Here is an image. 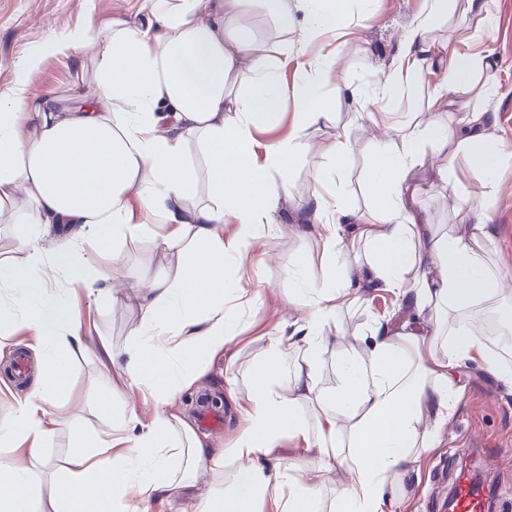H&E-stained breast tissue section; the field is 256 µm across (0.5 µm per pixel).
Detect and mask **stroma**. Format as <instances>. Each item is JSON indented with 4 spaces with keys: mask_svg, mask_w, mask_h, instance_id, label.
<instances>
[{
    "mask_svg": "<svg viewBox=\"0 0 512 512\" xmlns=\"http://www.w3.org/2000/svg\"><path fill=\"white\" fill-rule=\"evenodd\" d=\"M487 6L491 27H484L480 16L467 10L465 0H456L447 20L434 27L428 38L438 46L447 39L473 34L485 39L493 50L492 65L483 77L494 81L499 93L487 102L472 97L470 103L486 105L494 112L491 131L497 144L504 147L496 162L500 194L486 208L495 234L483 241L482 247L491 264L512 268V0H487ZM425 7L426 0H347L345 24L353 47L340 63L347 86L341 90L325 86L329 105L310 147L292 160L286 176H274L269 183L279 207L269 223L261 225L254 252L259 256L273 250L276 260L257 259L243 275L238 274L234 262H227L224 268L227 286L238 283L257 296L255 306L241 312L246 327L243 337L213 358L198 387L181 393L172 406L194 424L200 400H216L224 425L217 433L199 431L205 447L217 450L232 444L241 423L237 404L253 387L268 337L277 333L283 312H291L296 319L304 313L300 307L288 308V296L296 286L292 271L303 270L305 277L315 282L322 278L321 243L305 233L302 219L314 195L329 180L333 163L323 148L338 136L349 135L357 145L344 172L345 200L362 209L369 203L364 181L383 133L369 121L355 93L376 83L381 68L390 63L401 33ZM118 14L137 25L146 24L149 17L145 0H0V101H10L21 91L36 95L51 90L63 98L72 93L93 96L96 86L90 58L63 57L49 53L48 47L78 34L93 36L91 22L103 23ZM446 165L441 151L427 147L424 164L413 175L416 208L429 223L455 224L467 233L471 227L464 224L459 207L462 198L477 191L479 174L470 172L458 183L449 180ZM157 230V225L150 224L142 233L130 236L103 224L93 229L82 246L99 253L103 264L122 281L117 308L108 294L72 295L71 275L82 247L63 231L48 237L46 258L52 266L49 286L54 301L77 300L84 317L111 343L113 354H122L132 343L130 331L143 320L137 299L140 279L175 271L187 263L188 251L195 248L189 241L166 248ZM27 231L24 224L0 223V300L16 308L22 306L23 299L12 284L30 276L28 255L21 246ZM405 315L399 294L384 290L361 295L341 309L331 325L337 341L323 355L321 385L329 390L336 387L337 361L359 349L358 338L373 321H387L396 327ZM37 342V337L20 325L0 326V432L11 427L16 401L28 390L24 384L13 386L4 373L16 350ZM457 374L461 391L437 448L422 455L418 476L396 478L388 486L393 512H444L442 503L454 489L455 474L469 461L476 463L487 486L489 512H512V392L477 361L461 363ZM67 395V403L54 410L59 425L51 446L43 452L51 462L62 458L78 432L106 436L111 421L103 402H111L116 410L121 407V399L113 395L104 376L98 347L71 359Z\"/></svg>",
    "mask_w": 512,
    "mask_h": 512,
    "instance_id": "stroma-1",
    "label": "stroma"
}]
</instances>
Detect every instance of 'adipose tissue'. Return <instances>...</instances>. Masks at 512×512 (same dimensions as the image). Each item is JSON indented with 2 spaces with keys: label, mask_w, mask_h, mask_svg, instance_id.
Instances as JSON below:
<instances>
[{
  "label": "adipose tissue",
  "mask_w": 512,
  "mask_h": 512,
  "mask_svg": "<svg viewBox=\"0 0 512 512\" xmlns=\"http://www.w3.org/2000/svg\"><path fill=\"white\" fill-rule=\"evenodd\" d=\"M148 2L147 26L117 17L103 25V45L87 37L55 45L58 53L94 57L95 99L63 105L50 92L20 94L0 108V217L29 225L22 245L36 271L45 255L40 229L52 224L70 225L73 239L82 240L101 224L138 234L152 215L169 228L163 245L190 237L200 247L192 264L143 280L138 299L146 318L135 342L110 359L120 370L125 411L106 438H81L69 448L45 501L34 494L25 461L40 459L56 434L49 409L61 405L68 358L87 349L90 327L69 306L62 312L66 333L43 336L47 356L16 404L6 439L27 457L0 464V512H148L156 497H177L185 481L222 474L229 462L235 465L230 490L207 486L198 512H320L322 489L338 468L351 478L333 512H386L391 478L414 472L421 455L436 447L461 362L481 361L512 388V373L501 371L479 324L462 332L454 322L474 306L512 299V274L490 268L479 246L494 234L483 203L499 194L491 115L472 109L465 126L453 130L441 120L444 102L476 90L496 96L495 85L474 83L488 64L451 42L443 47L447 63H440L428 34L447 15L448 0H427L390 67L360 94L370 121L382 126L391 101L434 73L427 107L413 113L399 139L379 143L367 210L347 206L340 187L354 143L342 137L327 147L336 189L317 194L308 216L311 233L323 242V278L291 295L305 307L302 322L269 337L256 383L239 405L243 423L234 442L214 452L170 409L203 372L183 359L222 354L241 332L238 306L224 304V260L240 263L249 255L277 205L267 194L272 173L286 172L325 114L323 87L343 48L323 43L342 28L344 12L340 0H260L298 41L259 53L240 30L251 0ZM288 69L294 81L287 87ZM289 102L296 134L260 164L252 133L275 124ZM433 142L446 152L449 178H457L463 158L482 172L479 195L463 202L470 234L420 223L410 207L412 175ZM195 143L206 161L209 198L191 207ZM354 240L362 251H349ZM366 285L405 287L412 317L396 330L373 322L360 337L361 353L339 362L336 390L326 393L316 374L331 341L329 323ZM147 405L153 411L145 425L139 410ZM305 405L315 424L301 415ZM286 437L312 452L304 470L265 467Z\"/></svg>",
  "instance_id": "ef3b65f1"
}]
</instances>
